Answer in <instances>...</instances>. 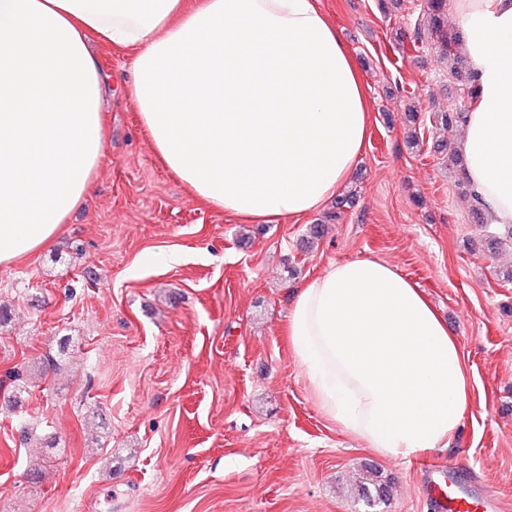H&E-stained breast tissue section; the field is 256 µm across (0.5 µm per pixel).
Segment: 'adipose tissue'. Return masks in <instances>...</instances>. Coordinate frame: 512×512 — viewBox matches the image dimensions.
Here are the masks:
<instances>
[{"instance_id":"obj_1","label":"adipose tissue","mask_w":512,"mask_h":512,"mask_svg":"<svg viewBox=\"0 0 512 512\" xmlns=\"http://www.w3.org/2000/svg\"><path fill=\"white\" fill-rule=\"evenodd\" d=\"M476 91L458 151L491 223L512 224V0H447ZM132 50L155 152L198 203L299 218L336 198L370 122L360 67L320 0H0V264L37 253L102 158L92 42ZM284 334L320 412L377 454L449 447L469 403L458 342L387 262L300 282Z\"/></svg>"}]
</instances>
